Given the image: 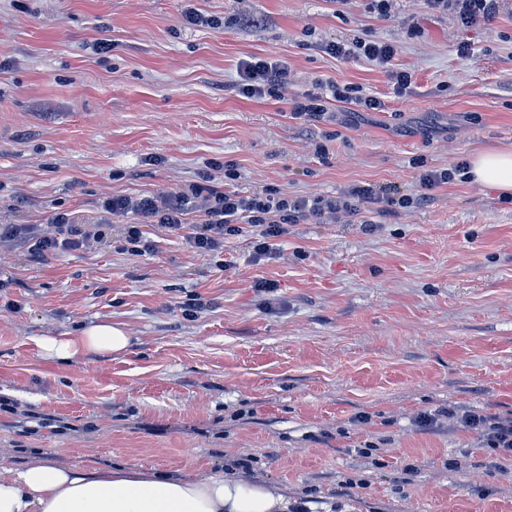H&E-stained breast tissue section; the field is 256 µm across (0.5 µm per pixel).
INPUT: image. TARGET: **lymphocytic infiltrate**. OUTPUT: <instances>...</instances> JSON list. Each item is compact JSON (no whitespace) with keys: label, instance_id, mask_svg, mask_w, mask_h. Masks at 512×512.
Returning <instances> with one entry per match:
<instances>
[{"label":"lymphocytic infiltrate","instance_id":"1","mask_svg":"<svg viewBox=\"0 0 512 512\" xmlns=\"http://www.w3.org/2000/svg\"><path fill=\"white\" fill-rule=\"evenodd\" d=\"M431 9L452 14L461 25L470 27L494 21L505 0H427ZM239 80L234 89L248 98L262 99L278 96L288 82L287 68L278 62L254 58L242 61ZM328 95L304 94L292 103L295 116L314 118L326 110L327 100L354 105L365 110H377L381 101L356 87L332 84ZM468 167L465 162L448 167L427 170L420 174L419 184L424 190L462 182ZM422 194L411 196L394 188L357 185L337 196L282 197L277 192L242 193L226 191L206 184L190 185L188 190L167 192L152 196L115 195L104 203L108 213L135 216V223L126 225L124 239L131 251L151 250L152 244L144 238L142 225L149 224L173 235L184 236L187 244L200 253H220L227 239L248 237L256 255L275 253L278 243L288 234L292 224L312 222L323 224H351L361 222L366 232H374L383 218L396 209L412 207L424 202ZM196 216V224H189V216ZM56 235L40 232L34 224H1L0 241L27 245L33 259H44L60 249H80L102 242V225L79 224L71 215L56 214ZM457 418L459 423L477 434L482 450L496 462L512 461V416L475 412L457 413L447 409L445 414L421 415V426L436 425L441 416Z\"/></svg>","mask_w":512,"mask_h":512}]
</instances>
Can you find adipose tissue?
Listing matches in <instances>:
<instances>
[{
  "label": "adipose tissue",
  "mask_w": 512,
  "mask_h": 512,
  "mask_svg": "<svg viewBox=\"0 0 512 512\" xmlns=\"http://www.w3.org/2000/svg\"><path fill=\"white\" fill-rule=\"evenodd\" d=\"M473 182L512 195V147L475 153ZM131 339L122 325L97 322L78 334L42 338L47 359L63 363L119 353ZM288 496L271 485L216 472L200 478L135 468H61L34 462L0 473V512H288Z\"/></svg>",
  "instance_id": "ef3b65f1"
}]
</instances>
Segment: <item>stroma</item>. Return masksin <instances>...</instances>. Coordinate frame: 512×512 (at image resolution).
Listing matches in <instances>:
<instances>
[{
    "instance_id": "35a3bbf8",
    "label": "stroma",
    "mask_w": 512,
    "mask_h": 512,
    "mask_svg": "<svg viewBox=\"0 0 512 512\" xmlns=\"http://www.w3.org/2000/svg\"><path fill=\"white\" fill-rule=\"evenodd\" d=\"M184 5L0 0V224L50 233L70 213L112 229L110 243L39 264L0 245V400L30 416L0 410V469L195 478L249 456L255 478L312 496L311 512H512V462L495 467L456 421L419 424L448 407L512 416V198L444 185L371 234L292 225L270 259L243 237L201 254L150 225L154 250L132 253L127 217L102 209L206 176L288 196L420 193L421 169L512 144V0L472 27L426 0L389 17L368 0H193L198 26ZM100 38L110 52L93 51ZM354 40L395 45L391 68L324 49ZM254 57L287 66L279 97L233 91ZM392 68L411 73L408 89ZM329 82L383 106L293 115V99ZM262 277L276 291L257 293ZM190 294L208 302L191 319ZM97 321L123 324L129 349L61 364L38 346ZM368 444L380 465L359 457Z\"/></svg>"
}]
</instances>
